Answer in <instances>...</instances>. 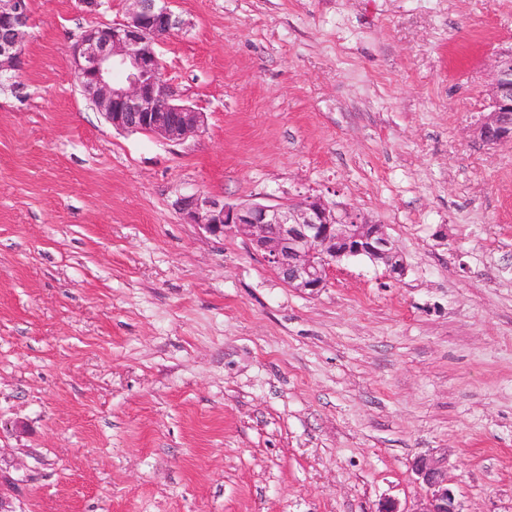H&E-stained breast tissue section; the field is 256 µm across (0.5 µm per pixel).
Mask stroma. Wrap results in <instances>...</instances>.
I'll list each match as a JSON object with an SVG mask.
<instances>
[{"label": "stroma", "mask_w": 512, "mask_h": 512, "mask_svg": "<svg viewBox=\"0 0 512 512\" xmlns=\"http://www.w3.org/2000/svg\"><path fill=\"white\" fill-rule=\"evenodd\" d=\"M89 15L29 0L0 78V512H512V144L476 128L512 0H174L170 143L77 87ZM384 225L315 295L178 199ZM419 479L431 490L428 505L423 512H460L455 498L448 489V475L427 459H419L415 466Z\"/></svg>", "instance_id": "obj_1"}]
</instances>
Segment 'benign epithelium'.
Instances as JSON below:
<instances>
[{"mask_svg":"<svg viewBox=\"0 0 512 512\" xmlns=\"http://www.w3.org/2000/svg\"><path fill=\"white\" fill-rule=\"evenodd\" d=\"M129 2L124 19L91 26L72 44L81 92L117 130L173 143L201 133L203 113L173 98L157 51L160 39L182 27L169 7L172 0ZM28 26V0H0V75L20 70ZM488 94L490 111L477 136L490 144L512 142V50L494 60ZM177 207L215 236H245L288 287L310 295L327 286L334 267L344 260L364 258L384 265L392 275L405 271L384 225L356 210L336 211L319 196L269 205L228 204L198 195L180 199ZM415 472L431 490L423 512H459L446 472L424 458Z\"/></svg>","mask_w":512,"mask_h":512,"instance_id":"benign-epithelium-1","label":"benign epithelium"}]
</instances>
